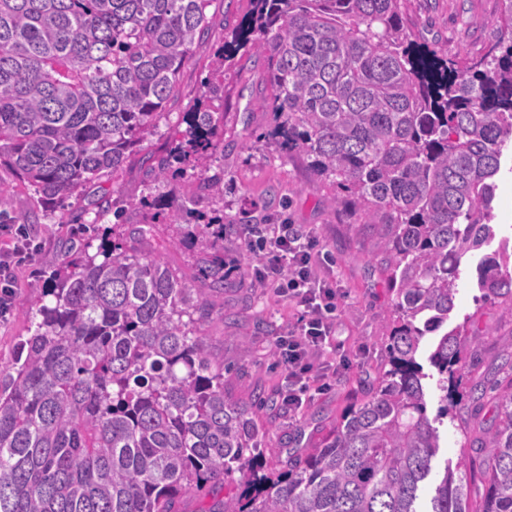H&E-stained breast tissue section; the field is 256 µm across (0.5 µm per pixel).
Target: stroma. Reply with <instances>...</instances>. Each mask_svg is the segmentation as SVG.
I'll use <instances>...</instances> for the list:
<instances>
[{
  "label": "stroma",
  "mask_w": 512,
  "mask_h": 512,
  "mask_svg": "<svg viewBox=\"0 0 512 512\" xmlns=\"http://www.w3.org/2000/svg\"><path fill=\"white\" fill-rule=\"evenodd\" d=\"M402 4L413 42L452 58H481L496 38L507 35L500 27L504 0H402ZM249 9L247 0H212L213 22L181 69L180 92L167 103L159 132L147 143L150 151L164 154L169 129L203 101L211 77L209 64ZM268 92L263 60H244L225 69L223 99L216 104L224 114V168L232 180V189L224 197V260L235 263L237 269L226 276L229 286L223 308L201 324L200 334L208 348L224 358V393L230 402L248 405L256 394L267 397L257 414L266 428L261 452L275 464L287 460L290 453L303 454L319 446L341 412L375 383L384 363L383 316L391 303V291L377 262L380 229L366 224L352 206L330 205L332 187L312 171L305 156L282 148L275 140L261 139V132L272 131L278 123L274 113L262 106ZM153 186L146 169L134 162L115 178L92 183L83 195L67 199L50 212L34 206L33 190L0 172V192L11 195L16 215L37 216L29 230L39 245L34 259L15 270L13 305L6 319L0 320V368L11 364L18 342L34 328L36 301L43 286L41 270L57 261L59 239L68 237L77 245L96 246L99 238L84 232V224L94 221L102 230L114 224L110 214L95 220L86 210L89 201L105 199L123 209L125 224L141 225L158 211L157 206L141 203ZM247 215L282 217L313 232L334 258L325 273L344 294L329 359L346 360L350 366L296 417L279 409V394L286 382L276 366L273 343L296 325L300 312L257 281L256 265L248 261L243 246ZM492 222L495 236L490 243L461 260L455 308L448 324L454 327L466 316L475 317L477 332L466 339L473 356L471 377L495 386L512 379V371L501 368L499 360L505 342L512 339V319L503 317L493 300L483 298L476 267L483 254L498 250L501 243H512L511 151L502 157Z\"/></svg>",
  "instance_id": "35a3bbf8"
}]
</instances>
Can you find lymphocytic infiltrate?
<instances>
[{
    "instance_id": "lymphocytic-infiltrate-1",
    "label": "lymphocytic infiltrate",
    "mask_w": 512,
    "mask_h": 512,
    "mask_svg": "<svg viewBox=\"0 0 512 512\" xmlns=\"http://www.w3.org/2000/svg\"><path fill=\"white\" fill-rule=\"evenodd\" d=\"M249 252L259 256L260 281L300 307L297 327L279 337V365L288 382L283 396L289 412L299 413L311 390L330 388L337 369L319 361L320 352L333 340L340 299L332 284L318 271L332 259L318 240L290 224H262L245 240ZM32 248L23 225H0V318L7 316L14 293V269L31 260Z\"/></svg>"
}]
</instances>
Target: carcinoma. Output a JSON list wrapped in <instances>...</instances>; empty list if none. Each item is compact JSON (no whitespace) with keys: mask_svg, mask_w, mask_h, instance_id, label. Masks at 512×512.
I'll return each mask as SVG.
<instances>
[{"mask_svg":"<svg viewBox=\"0 0 512 512\" xmlns=\"http://www.w3.org/2000/svg\"><path fill=\"white\" fill-rule=\"evenodd\" d=\"M213 62H266L273 134L299 149L370 224L389 228L392 300L385 365L322 446L270 467L249 406L224 399V360L198 335L224 290V218L195 225V264L212 293L193 298L144 248L151 228L102 239L52 265L41 320L0 369V512H176L177 498L234 475L240 491L205 512H512V386L492 396L493 426L446 464L422 499L440 448L418 353L444 391L467 374L473 317L442 331L461 259L493 236L501 158L512 145V39L480 59H450L409 37L400 0H249ZM211 0H0V169L46 209L115 176L157 134ZM224 113H185L171 147L149 155L155 182L174 165L197 189L171 195L169 242L185 243L198 197L224 201ZM478 287L512 317V251L485 255ZM481 382L469 408L484 407Z\"/></svg>","mask_w":512,"mask_h":512,"instance_id":"obj_1","label":"carcinoma"}]
</instances>
